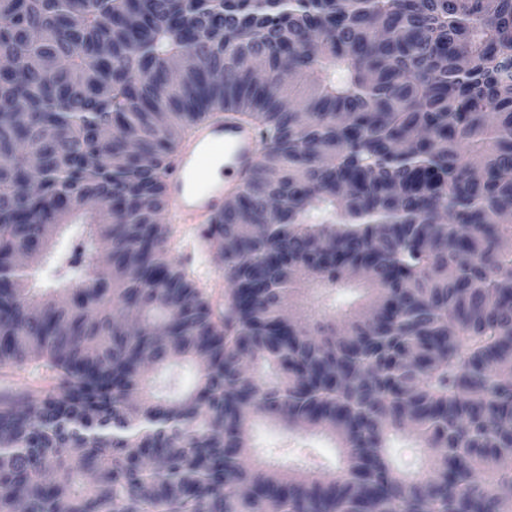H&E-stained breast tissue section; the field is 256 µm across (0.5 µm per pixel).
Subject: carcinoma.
<instances>
[{
  "mask_svg": "<svg viewBox=\"0 0 512 512\" xmlns=\"http://www.w3.org/2000/svg\"><path fill=\"white\" fill-rule=\"evenodd\" d=\"M255 55L306 77L291 107ZM0 58V367L56 380L0 396V512H512V0H0ZM218 112L261 136L222 314L167 259L162 190ZM47 224L82 230L59 251ZM32 239L54 288L16 265ZM257 420L328 437L343 475L260 459ZM420 448L413 441L398 437L391 442L390 453L402 469L423 473L425 468L421 462L422 451Z\"/></svg>",
  "mask_w": 512,
  "mask_h": 512,
  "instance_id": "obj_1",
  "label": "carcinoma"
}]
</instances>
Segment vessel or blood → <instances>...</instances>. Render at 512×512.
Here are the masks:
<instances>
[{
    "instance_id": "b4317fda",
    "label": "vessel or blood",
    "mask_w": 512,
    "mask_h": 512,
    "mask_svg": "<svg viewBox=\"0 0 512 512\" xmlns=\"http://www.w3.org/2000/svg\"><path fill=\"white\" fill-rule=\"evenodd\" d=\"M259 149L251 124L224 116L198 123L168 163L163 192L170 210L196 225L200 236L209 235L225 201L255 168Z\"/></svg>"
}]
</instances>
